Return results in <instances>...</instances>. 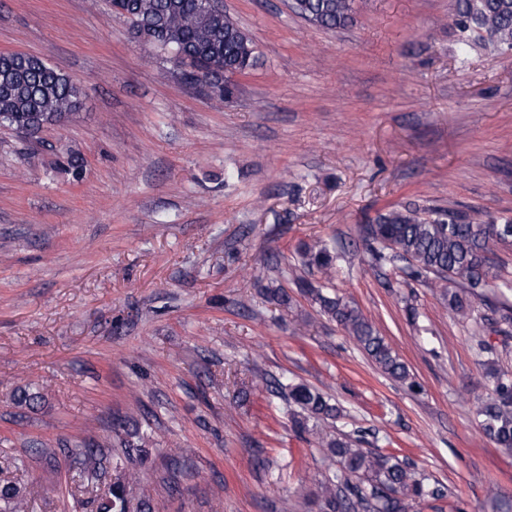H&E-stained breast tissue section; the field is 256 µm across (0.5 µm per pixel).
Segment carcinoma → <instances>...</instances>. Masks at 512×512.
<instances>
[{"label":"carcinoma","mask_w":512,"mask_h":512,"mask_svg":"<svg viewBox=\"0 0 512 512\" xmlns=\"http://www.w3.org/2000/svg\"><path fill=\"white\" fill-rule=\"evenodd\" d=\"M131 26L143 30L147 45L160 52L177 51V60L199 70L198 80H215L224 95L221 72L232 71L247 61L254 66L258 55L249 35L222 11L212 12L203 0H109ZM459 51L470 47L474 32H486L505 50H512V0H456ZM296 13L326 29L345 27L354 19V0H298ZM81 87L71 75L42 58L21 52L0 53V127L22 135H34L48 125L61 124L78 110ZM371 235H359L370 246L378 262L402 261L411 275L440 285L448 309L458 316L470 315L468 295L483 297L491 286L492 263L489 243L512 241V221L493 224L478 221L465 212L450 210L435 219L421 216L420 209L407 206L379 214L370 225ZM301 263L332 277L337 256L325 244L299 247ZM301 294L310 298L321 314L335 321L358 347L389 377L414 388L410 373L399 356L351 301L323 292V287L302 279ZM487 354L485 365L495 379L492 395L479 408L484 435L500 448L512 449V377L499 373L492 346L475 337ZM288 405L300 409L293 416L295 428L308 430V422H334L341 408L318 389L304 383L280 384ZM43 396L21 389L14 398L18 406H39ZM119 438L124 454L140 445V429H124ZM327 455L338 465L336 479L327 480L317 495L320 512H410L413 504L445 496V488L416 478L393 453L355 448L352 441L332 434L320 437ZM81 489L92 495L94 512H152L150 502L133 501L129 483L132 474L126 460L104 448L80 452ZM114 478L108 494L96 496L99 480ZM0 501L9 512H24V492L14 481H0Z\"/></svg>","instance_id":"1"}]
</instances>
